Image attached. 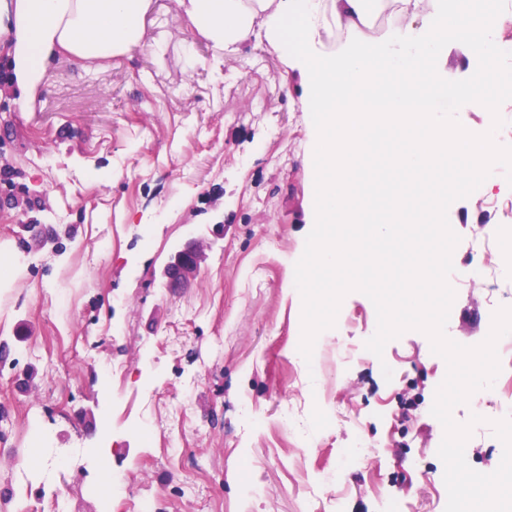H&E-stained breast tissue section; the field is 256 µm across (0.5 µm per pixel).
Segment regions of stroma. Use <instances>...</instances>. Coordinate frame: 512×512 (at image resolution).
<instances>
[{
    "label": "stroma",
    "instance_id": "35a3bbf8",
    "mask_svg": "<svg viewBox=\"0 0 512 512\" xmlns=\"http://www.w3.org/2000/svg\"><path fill=\"white\" fill-rule=\"evenodd\" d=\"M146 26L165 41L163 58L145 48L92 67L63 57L29 111L0 112V157L14 170L0 193L19 201L0 220V245L33 259L0 291V339L24 334L25 365L36 374L22 393L13 372L1 373L0 392L29 418L56 420V447L85 450L87 468H67L59 479L70 512H97L92 486L108 472H132L135 497L160 500L192 484V466L169 462L156 431L134 430L159 398L187 401L184 439L215 464L208 486L223 512H316L298 477L331 469L344 477L343 512H379L381 493L445 512L437 455L444 429L431 407L447 365L428 337L407 331L382 357L337 370V340L362 346L376 330L372 301L353 291L342 300L343 317L318 335L312 362L298 350L302 298L289 280L311 230V139L301 101L281 93L299 86V72L251 50L232 76L214 80L213 49L187 31L177 0H154ZM48 150L59 160L50 174L39 166ZM30 200L39 220L65 212L64 250L38 247L24 230ZM447 215L460 237L459 265L502 268L512 254V208L477 192ZM219 218L224 235L191 288H162L154 269ZM49 278L68 285L71 302L42 298L38 285ZM489 305L483 282L456 287L447 335L481 343ZM109 325L126 335L106 333ZM102 359L127 365L128 380L105 384ZM386 366L392 378H384ZM243 401L266 418L263 430L240 418ZM285 403L305 414L309 445L276 433ZM360 432L382 446L368 468L344 459ZM411 460L430 480L409 470ZM246 478L266 496L245 499Z\"/></svg>",
    "mask_w": 512,
    "mask_h": 512
}]
</instances>
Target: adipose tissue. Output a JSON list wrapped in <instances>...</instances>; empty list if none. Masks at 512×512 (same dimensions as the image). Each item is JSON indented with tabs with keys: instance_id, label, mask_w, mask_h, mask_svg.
Instances as JSON below:
<instances>
[{
	"instance_id": "obj_1",
	"label": "adipose tissue",
	"mask_w": 512,
	"mask_h": 512,
	"mask_svg": "<svg viewBox=\"0 0 512 512\" xmlns=\"http://www.w3.org/2000/svg\"><path fill=\"white\" fill-rule=\"evenodd\" d=\"M193 29L212 45L216 62L236 57L247 43L266 46L296 67L305 99L314 154L312 221L306 264L292 285L307 288L312 274L344 277L354 243L349 225L368 231L365 188L375 172L367 163L393 147L397 167L443 183L448 157L465 148V181L485 194L498 186L491 171L512 155L497 124L474 133L461 115L415 105V98L455 99L476 112H512V98L489 92L495 77L512 67L496 52L512 22V0L492 10H474L470 0H177ZM153 0H0V54L15 75L16 99L28 107L51 64L60 57L79 62L107 60L146 45L145 18ZM389 24L377 37L367 32L380 14ZM478 58L472 77L458 81L448 66L449 48ZM380 85L387 105L377 112L353 105L331 107L337 93L358 97ZM440 196L413 204L400 193L388 199L396 223L431 227L439 221Z\"/></svg>"
}]
</instances>
